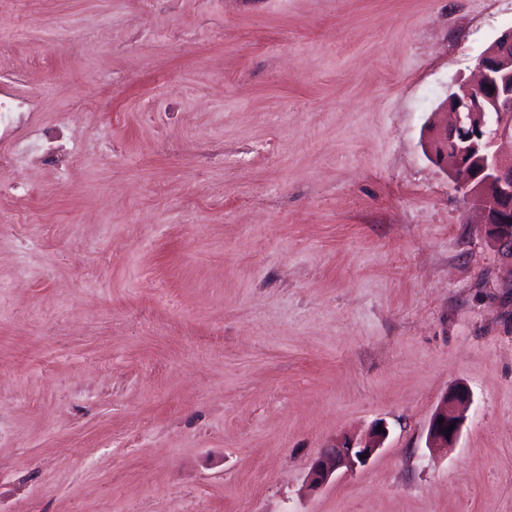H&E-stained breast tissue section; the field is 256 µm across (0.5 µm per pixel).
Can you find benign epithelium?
<instances>
[{
	"instance_id": "obj_1",
	"label": "benign epithelium",
	"mask_w": 512,
	"mask_h": 512,
	"mask_svg": "<svg viewBox=\"0 0 512 512\" xmlns=\"http://www.w3.org/2000/svg\"><path fill=\"white\" fill-rule=\"evenodd\" d=\"M477 68L475 81L458 83L433 114L424 148L450 174L458 192L480 209L512 281V27L484 50ZM469 405V392L455 388L430 417L426 446L450 448ZM385 439L386 432L377 430L363 443L336 442L314 463L311 483L325 485L339 469L366 464Z\"/></svg>"
}]
</instances>
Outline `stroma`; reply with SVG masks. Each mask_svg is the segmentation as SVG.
Returning a JSON list of instances; mask_svg holds the SVG:
<instances>
[{"label":"stroma","mask_w":512,"mask_h":512,"mask_svg":"<svg viewBox=\"0 0 512 512\" xmlns=\"http://www.w3.org/2000/svg\"><path fill=\"white\" fill-rule=\"evenodd\" d=\"M511 26L512 0H0V154L63 159L0 172L35 192L0 202V512H512V283L423 148ZM469 405V392L464 387H457L446 396L429 419L427 448L440 451L447 450L453 445L461 433ZM439 419H443L442 424L438 423ZM452 423H455L452 432L446 431V427H450ZM446 433H449V437H446ZM386 439L385 430H376L364 443L350 440L337 441L334 446L326 448L316 460L311 472V483L315 486L327 484L341 468L353 470L358 465H365L371 456L382 447ZM363 454V458H360Z\"/></svg>","instance_id":"35a3bbf8"}]
</instances>
